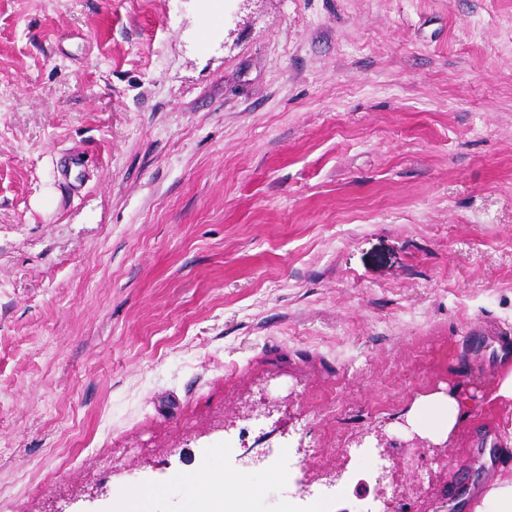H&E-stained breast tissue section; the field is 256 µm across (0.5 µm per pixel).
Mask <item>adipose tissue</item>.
<instances>
[{
	"instance_id": "ef3b65f1",
	"label": "adipose tissue",
	"mask_w": 512,
	"mask_h": 512,
	"mask_svg": "<svg viewBox=\"0 0 512 512\" xmlns=\"http://www.w3.org/2000/svg\"><path fill=\"white\" fill-rule=\"evenodd\" d=\"M469 397L458 390L421 397L410 416L421 437L435 442H452L470 417ZM199 492L183 503L184 512H231L229 489L247 486L252 495L262 493V486L243 474H229L217 465L199 470L193 477Z\"/></svg>"
}]
</instances>
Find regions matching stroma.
Instances as JSON below:
<instances>
[{
  "label": "stroma",
  "mask_w": 512,
  "mask_h": 512,
  "mask_svg": "<svg viewBox=\"0 0 512 512\" xmlns=\"http://www.w3.org/2000/svg\"><path fill=\"white\" fill-rule=\"evenodd\" d=\"M509 334L512 0H0V512H472ZM472 402L460 390L448 395L436 393L421 397L410 415L418 434L435 442L453 443L470 420ZM201 494H195L184 500L182 511L185 512H228L233 511L228 501L227 491L231 488L247 486L251 495L260 498L263 486L253 482L244 474H229L218 465H211L199 470L192 479Z\"/></svg>",
  "instance_id": "stroma-1"
}]
</instances>
